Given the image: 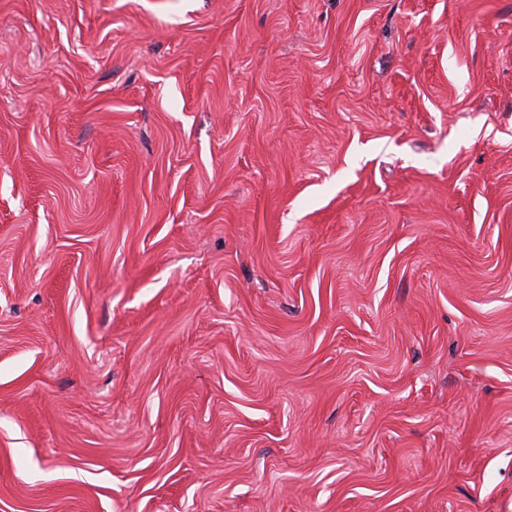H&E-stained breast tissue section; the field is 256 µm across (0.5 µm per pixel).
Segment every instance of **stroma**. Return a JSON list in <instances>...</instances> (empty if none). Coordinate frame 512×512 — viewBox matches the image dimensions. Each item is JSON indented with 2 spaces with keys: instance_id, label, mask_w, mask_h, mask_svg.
<instances>
[{
  "instance_id": "obj_1",
  "label": "stroma",
  "mask_w": 512,
  "mask_h": 512,
  "mask_svg": "<svg viewBox=\"0 0 512 512\" xmlns=\"http://www.w3.org/2000/svg\"><path fill=\"white\" fill-rule=\"evenodd\" d=\"M0 512H512V0H0Z\"/></svg>"
}]
</instances>
